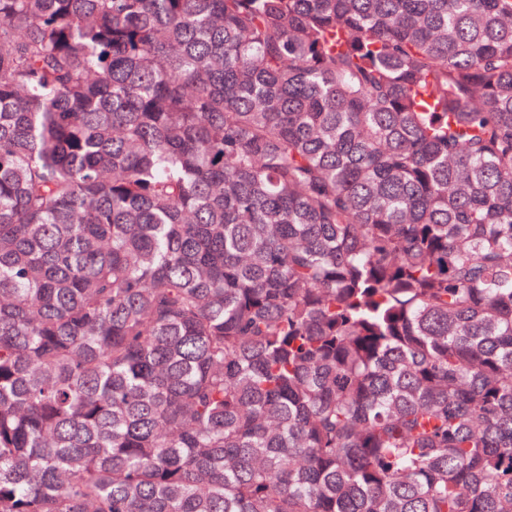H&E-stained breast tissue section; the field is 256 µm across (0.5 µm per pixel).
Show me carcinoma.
<instances>
[{"label":"carcinoma","mask_w":512,"mask_h":512,"mask_svg":"<svg viewBox=\"0 0 512 512\" xmlns=\"http://www.w3.org/2000/svg\"><path fill=\"white\" fill-rule=\"evenodd\" d=\"M0 512H512V0H0Z\"/></svg>","instance_id":"carcinoma-1"}]
</instances>
